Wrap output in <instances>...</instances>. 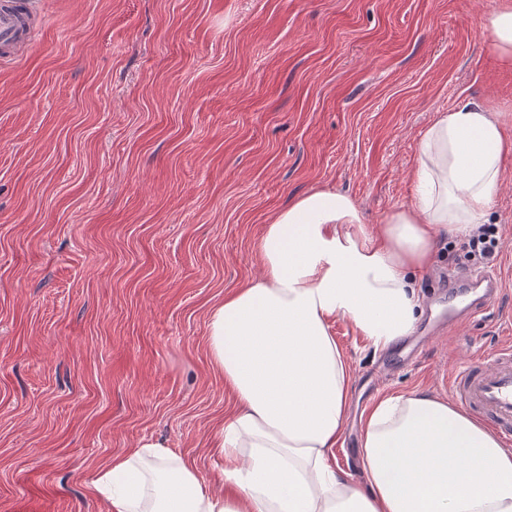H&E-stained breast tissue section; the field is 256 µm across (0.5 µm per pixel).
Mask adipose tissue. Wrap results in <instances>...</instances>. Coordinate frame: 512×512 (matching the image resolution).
<instances>
[{"mask_svg":"<svg viewBox=\"0 0 512 512\" xmlns=\"http://www.w3.org/2000/svg\"><path fill=\"white\" fill-rule=\"evenodd\" d=\"M510 157L500 114L467 100L422 133L413 205L370 226L349 196L318 189L280 210L254 245L260 276L209 317L211 359L234 398L211 437L223 493L141 442L94 471L108 512H512V450L423 390L379 396L363 414L361 481L331 462L351 398L335 319L378 349L409 336L439 234L488 223Z\"/></svg>","mask_w":512,"mask_h":512,"instance_id":"ef3b65f1","label":"adipose tissue"}]
</instances>
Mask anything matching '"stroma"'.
I'll use <instances>...</instances> for the list:
<instances>
[{
    "label": "stroma",
    "mask_w": 512,
    "mask_h": 512,
    "mask_svg": "<svg viewBox=\"0 0 512 512\" xmlns=\"http://www.w3.org/2000/svg\"><path fill=\"white\" fill-rule=\"evenodd\" d=\"M503 0H39L0 66V512H107L95 467L162 443L222 493L211 433L231 406L208 347L252 244L330 189L366 223L413 201L417 142L473 99L512 124ZM490 221L501 292L461 334L440 235L413 333L375 349L344 319L353 376L336 465L359 477L360 416L420 389L453 401L455 354L512 345V158ZM489 24L500 56L507 63H512V4L505 3L490 19Z\"/></svg>",
    "instance_id": "35a3bbf8"
}]
</instances>
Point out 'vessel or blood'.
Segmentation results:
<instances>
[{
    "instance_id": "vessel-or-blood-1",
    "label": "vessel or blood",
    "mask_w": 512,
    "mask_h": 512,
    "mask_svg": "<svg viewBox=\"0 0 512 512\" xmlns=\"http://www.w3.org/2000/svg\"><path fill=\"white\" fill-rule=\"evenodd\" d=\"M32 8L17 10L0 0V59L11 58L21 44L31 43ZM457 286L477 290L467 301L463 313H471L495 297L501 288L496 274L459 268L449 274ZM458 372L451 388L455 398L474 412L486 417L499 438L512 443V349L496 351L491 357L460 356Z\"/></svg>"
}]
</instances>
